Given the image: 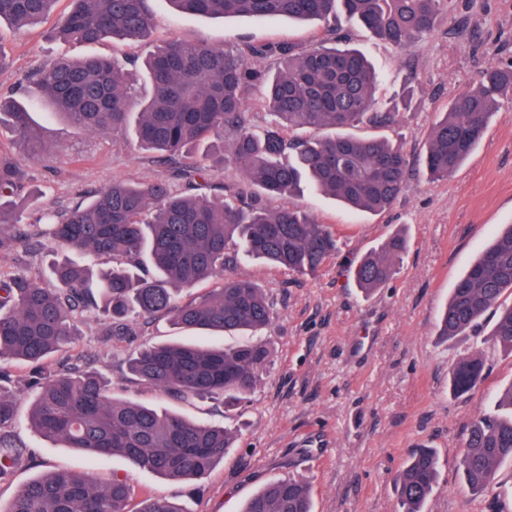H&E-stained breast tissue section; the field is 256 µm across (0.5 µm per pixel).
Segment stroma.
Segmentation results:
<instances>
[{
	"instance_id": "1",
	"label": "stroma",
	"mask_w": 512,
	"mask_h": 512,
	"mask_svg": "<svg viewBox=\"0 0 512 512\" xmlns=\"http://www.w3.org/2000/svg\"><path fill=\"white\" fill-rule=\"evenodd\" d=\"M155 28L137 44L105 41L93 46L50 36L54 18L18 30L0 25V48L12 65L0 70V96L24 99L22 83L40 65L61 56L94 52L123 60L138 97L150 92L147 55L164 41L189 38L234 49L247 42L316 45L319 23L211 19L173 13L153 0ZM347 46L361 50L378 75L380 102L397 106L395 124L380 134L402 142L414 165L392 208L379 215L347 211L312 189L291 198H272L273 208L292 207L341 240V250L313 275H290L241 254L235 276L260 283L274 319L263 342L271 360L245 406L234 411L211 400L173 401L132 380L127 357L153 344L186 342L191 332L160 320L135 336L113 342L93 316L80 334L51 359L59 367L84 361L112 386L115 397L150 401L191 419L221 424L236 434V446L203 480L182 483L133 467L120 457L90 459L42 439L26 424L32 397L24 388L26 368L0 361V388L17 396L16 441L27 448L0 475V506L51 470L88 472L100 479L128 475L135 494L175 501L187 512H240L245 500L273 479L307 484L314 512H398L396 479L411 454L434 449L439 479L427 512H512V461L499 469L492 489L472 494L459 467L467 431L480 415L494 412L497 393L512 385V356L489 344L493 314L471 333L443 338L437 321L456 282L489 246L498 230L512 224V99L501 102L479 145L448 179L430 180L417 159L428 129L449 100L463 92L489 62L512 63V0H448L434 32L398 48L347 24ZM38 138L50 144L34 152L0 128V151L19 157L25 188L16 199L22 223L39 210H63L112 180H162L182 191V161L163 162L139 148L132 131L98 135L74 130L62 119L34 113ZM407 241L392 279L373 294L357 286L353 270L366 254L395 233ZM57 254L45 249L22 256L0 250V269L47 283ZM484 350L486 379L467 400L448 387V370L459 358Z\"/></svg>"
}]
</instances>
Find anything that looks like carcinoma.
Segmentation results:
<instances>
[{
    "instance_id": "1",
    "label": "carcinoma",
    "mask_w": 512,
    "mask_h": 512,
    "mask_svg": "<svg viewBox=\"0 0 512 512\" xmlns=\"http://www.w3.org/2000/svg\"><path fill=\"white\" fill-rule=\"evenodd\" d=\"M59 0H0V23L16 29L42 22ZM56 33L86 45L140 41L153 28L150 0H68ZM178 12L212 18L252 17L325 23V40L340 38L343 18L397 46L436 28L446 0H167ZM273 58V73L256 65ZM149 97L136 101L129 74L115 59L90 54L61 57L28 75L40 100L72 127L109 134L134 124L138 145L166 160H187L188 183L205 180L194 151L224 140V158L239 167V183L207 197L175 192L162 181L115 180L64 212L46 211L39 224L15 223L11 196L24 172L0 152V248L35 253L49 241L61 249L52 284L24 273L0 271V358L26 365L37 388L28 423L43 438L85 457L119 455L136 467L178 481H199L224 461L235 435L221 425L187 420L140 402L117 399L107 382L79 367L56 370L51 354L73 343L74 322L89 313L102 334L131 335L138 318H168L197 334L259 336L272 320L261 286L228 276L239 252L284 272H314L338 249L326 227L293 208L271 209L262 197H291L307 183L355 210L379 214L402 192L410 166L400 143L381 136H315L368 124L387 126L397 113L375 97L376 74L359 51L334 45L247 43L227 51L191 39L171 40L146 60ZM259 90L270 126L252 131L253 115L242 91ZM512 98V64L491 63L473 85L448 102L431 123L422 162L434 179H446L482 140L501 99ZM32 104L0 98V115L24 142L32 131ZM405 249L399 235L358 264L357 283L367 293L393 274ZM76 251L105 265L69 257ZM210 280L216 285L192 294ZM512 224L458 280L438 322L446 338L473 331L490 310L494 342L512 355ZM271 352L260 340L210 347L156 344L133 351L129 373L139 384L172 399L211 397L236 407L254 389ZM485 380V358L474 351L452 365L448 385L466 397ZM16 402L0 392V473L22 456L12 425ZM512 461V386L498 398V412L470 426L460 461L469 490L480 495L499 467ZM439 478L435 451L421 448L400 472V512H425ZM4 512H186L162 497L133 502L125 477L105 481L89 473L53 471L23 486ZM242 512H313L307 485L293 479L265 483Z\"/></svg>"
}]
</instances>
